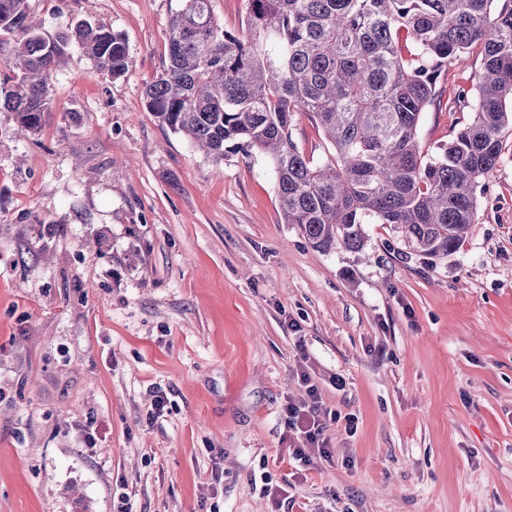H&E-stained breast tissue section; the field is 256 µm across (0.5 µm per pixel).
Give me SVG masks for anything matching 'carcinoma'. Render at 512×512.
I'll return each mask as SVG.
<instances>
[{
    "instance_id": "obj_1",
    "label": "carcinoma",
    "mask_w": 512,
    "mask_h": 512,
    "mask_svg": "<svg viewBox=\"0 0 512 512\" xmlns=\"http://www.w3.org/2000/svg\"><path fill=\"white\" fill-rule=\"evenodd\" d=\"M211 2L183 0L169 21L161 69L144 89L156 121L216 165L228 152L268 157L283 222L315 249L360 251L374 223L426 258L453 255L512 127V0H247L234 33ZM74 45L101 72L129 69L119 34L87 18L51 34L29 0H0V112L13 113L19 135L41 131ZM473 50L480 71L457 95L471 117L425 152L421 116L448 67ZM303 114L330 143L322 161L294 140Z\"/></svg>"
}]
</instances>
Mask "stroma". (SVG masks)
<instances>
[{"label": "stroma", "instance_id": "stroma-1", "mask_svg": "<svg viewBox=\"0 0 512 512\" xmlns=\"http://www.w3.org/2000/svg\"><path fill=\"white\" fill-rule=\"evenodd\" d=\"M29 5L132 64L72 48L39 134L0 112V512H512V128L454 255L403 256L386 224L323 252L267 157L213 164L147 112L182 0ZM479 65L443 77L423 149L469 121ZM304 373L340 419L300 471Z\"/></svg>", "mask_w": 512, "mask_h": 512}]
</instances>
